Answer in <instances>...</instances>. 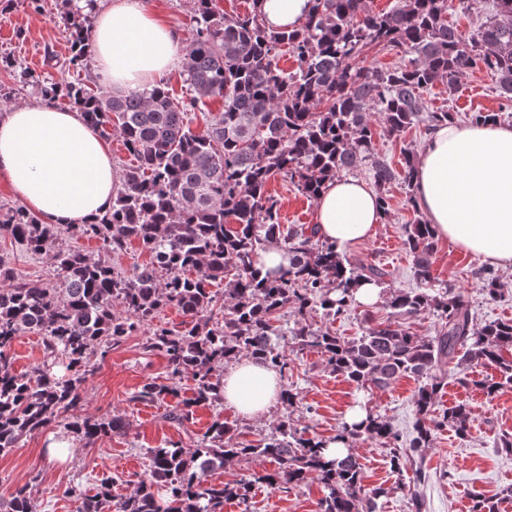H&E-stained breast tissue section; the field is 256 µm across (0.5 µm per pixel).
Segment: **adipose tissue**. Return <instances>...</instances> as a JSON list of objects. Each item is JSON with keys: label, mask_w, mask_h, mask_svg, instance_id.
Wrapping results in <instances>:
<instances>
[{"label": "adipose tissue", "mask_w": 512, "mask_h": 512, "mask_svg": "<svg viewBox=\"0 0 512 512\" xmlns=\"http://www.w3.org/2000/svg\"><path fill=\"white\" fill-rule=\"evenodd\" d=\"M92 50L101 79L136 91L176 63L180 36L146 0H113L98 10ZM0 178L49 224H82L109 208L118 183L104 139L78 110L52 104L0 113ZM415 197L436 237L483 262L512 266V125H438L416 160ZM385 217L374 190L342 176L315 203L321 240L346 253ZM279 372L244 359L224 373V401L244 418L268 415L281 396Z\"/></svg>", "instance_id": "obj_1"}]
</instances>
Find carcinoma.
Here are the masks:
<instances>
[{
    "instance_id": "1",
    "label": "carcinoma",
    "mask_w": 512,
    "mask_h": 512,
    "mask_svg": "<svg viewBox=\"0 0 512 512\" xmlns=\"http://www.w3.org/2000/svg\"><path fill=\"white\" fill-rule=\"evenodd\" d=\"M259 2L252 0L246 14L229 15L217 0H194V33L183 62L187 100L175 99L162 82L107 96L81 80L20 70L22 85L46 100L68 101L102 137L118 135L134 164L114 189L112 206L84 224H46L23 206L0 207V241L41 256L57 275L53 284L31 281L0 253V454L61 410L80 407L91 356L104 357L139 334L145 351L167 359L168 371L164 380L146 382L135 399L176 400L167 419L178 425L190 422L199 405L224 403V368L241 358L262 359L285 374L288 357L275 339L287 335L294 350H319L331 372L362 389L422 378L408 448L413 455L429 447L436 426L469 434L473 415L465 406L431 418L449 369L489 365L497 376L482 382L487 393L512 388V320L478 324L463 294L427 292L437 238L423 219L408 225L405 240L419 287L393 293L390 307L397 315L436 314L434 335L422 337L392 321L369 323L347 341L300 319L284 328L290 309L303 316L318 305L327 316L342 315L360 282L381 284L388 273L376 265L351 266L334 245L316 238L312 224H281L278 201L267 193L269 181L282 176L314 201L326 182L368 160L380 206L389 213L386 187L397 179L413 187L415 157L406 151L397 172L374 155L371 114L382 117L389 137L419 123L429 132L458 114L428 107L423 92L444 82L451 96L475 70L512 101V0H492L470 34L448 25L452 0H398L386 13L374 12L370 0H310L307 15L291 29L267 27ZM59 6L69 43L62 67L87 73L96 0H60ZM284 47L298 62L292 73L277 64ZM371 47L395 50L407 63L369 69L362 59ZM206 98L222 99L223 109L197 130L188 115ZM64 235L97 239L112 254L136 240L149 261L119 273L63 245ZM273 242L288 252V268L263 275L260 254ZM169 307L186 316L178 329L155 322ZM26 333L43 342V363L30 377L17 375L12 362L14 343ZM184 377L194 382L190 397L180 395ZM119 430L120 420L110 416L83 420L76 434L88 444ZM364 436L385 441L391 467L403 468L399 435L378 415L343 424L334 440ZM325 444L284 424L269 436L241 441L218 418L194 448L173 442L152 449L149 476L133 493L115 498L106 483L82 501L80 512H223L225 499L245 502L255 484L282 491L311 477L326 489L318 512H374L387 489H366L358 456L329 458ZM243 458L270 459L276 468L207 482L209 471ZM0 512H39V505L19 488L0 502Z\"/></svg>"
}]
</instances>
